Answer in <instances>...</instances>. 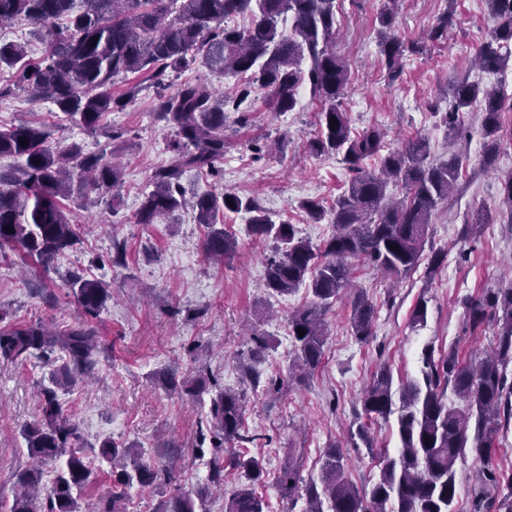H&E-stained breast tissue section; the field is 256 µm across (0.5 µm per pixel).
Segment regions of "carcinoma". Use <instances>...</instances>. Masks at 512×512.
<instances>
[{"mask_svg":"<svg viewBox=\"0 0 512 512\" xmlns=\"http://www.w3.org/2000/svg\"><path fill=\"white\" fill-rule=\"evenodd\" d=\"M496 19L491 39L475 53L478 69L504 70L512 62V0H485ZM376 30L379 53L391 79L399 77L405 53H419L417 43L405 42L398 33L397 14L387 0ZM337 0H0V25L24 18L44 26L59 19L66 27L50 32L46 57L23 63L21 82L30 97L48 100L64 118L87 130L98 128L110 112L127 105L132 96H116L112 86L121 75L145 72L154 80L159 100L156 116L172 125L171 147L177 165L152 175L153 190L145 196L136 223L156 224L158 219L185 206L180 178L189 168L201 174L218 173L227 142V113L238 112L257 90L268 92L275 112L295 109L301 86H309L319 104L320 129L310 142L315 155L336 154L351 173L334 205L325 209L317 200L301 202L314 220L328 219L332 232L314 245L299 236L286 220L278 222L251 198L234 192L206 189L194 196L197 223L207 229L206 254L226 258L236 251L235 239L224 231L226 213L249 214L253 234L270 239L275 255L266 264L264 286L278 296L297 288L308 289L310 300L288 317L293 338V364L303 374L320 363L327 338L325 314L332 302L352 291L350 261L364 259L385 275L398 279L422 260L431 217L439 203L448 200L461 175L463 159L457 153L438 162L429 161V145L416 137L394 149H385L387 134L372 128L351 131L343 109L349 84L347 63L336 54ZM242 17L245 26L230 23ZM448 13L428 29L431 43L448 41ZM24 45L0 42V68L22 63ZM200 61L210 71L241 78L224 96L207 86L185 81L171 94L165 78ZM448 112L443 123L448 136L457 132V115L471 107L481 113L488 156L503 139L502 113L512 110V100L492 86L460 79L449 88ZM337 126L330 127V120ZM26 139L27 145L20 144ZM19 160L9 173H0V250L18 249L44 270L76 243L74 225L60 204L70 199L85 205L96 193L119 198L122 174L107 149L87 154L73 142L65 148L52 145L39 122L30 121L0 130V158ZM376 157L379 169H365ZM401 184L399 200L386 194L389 179ZM505 213L479 211L473 224H512V176L501 184ZM12 231H6V227ZM85 316L96 318L109 298L108 285L97 279L75 277L68 281ZM469 318L478 326L489 321L497 327L491 352L480 359H461L451 348L439 356L423 354V381L409 380L394 396L390 372L382 367L360 398L363 414L389 418L397 415L401 448L398 456L385 457L377 480L368 489L345 477L343 456L332 445L322 458L318 479L304 481L301 464L290 457L280 467L275 484L284 498L303 491L305 512H456L457 461L471 454L477 460L491 456L502 430L512 422V287L489 291L466 301ZM376 307L362 292L353 295L350 328L356 341L373 336ZM305 330L304 335L297 328ZM100 343L97 330L85 326L57 331L42 322L0 328V360L24 362L31 357L59 353L62 363L52 382L68 388L94 367ZM162 383L189 396L205 391L196 377L176 383L163 374ZM462 402L448 406L446 392ZM244 391L224 389L212 397L207 428L214 457L211 481L224 477V444L252 442L244 433ZM22 436L33 465L18 475L20 491L3 512H82L73 491L95 480L87 461L77 424L64 412L54 389H42L39 413ZM98 457L112 467L115 486L137 483L151 486L173 469L155 468L139 452L123 443L103 442ZM63 461L50 491L42 493L38 467ZM231 465L245 469L251 483L237 487L224 503V512H268L269 504L257 491L265 471L254 457H236ZM480 490L471 512H512V471L482 470ZM501 488L495 498L487 489ZM210 487L193 492L175 490L155 512H202ZM121 497L104 495L91 512H122Z\"/></svg>","mask_w":512,"mask_h":512,"instance_id":"obj_1","label":"carcinoma"}]
</instances>
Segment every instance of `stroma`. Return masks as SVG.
<instances>
[{
	"label": "stroma",
	"mask_w": 512,
	"mask_h": 512,
	"mask_svg": "<svg viewBox=\"0 0 512 512\" xmlns=\"http://www.w3.org/2000/svg\"><path fill=\"white\" fill-rule=\"evenodd\" d=\"M386 0H339L336 52L348 64L344 98L352 130H386L387 147L422 136L433 160L461 152L465 158L458 188L441 202L428 229V245L447 254L443 266L427 275L418 266L392 281L363 262H355L353 283L376 305L374 335L357 342L350 334V304L340 298L326 314L327 340L322 361L306 380L290 376L294 353L288 316L307 303L306 288L287 296L264 286L271 240L252 234L245 213H229L224 227L235 238L234 256L217 265L204 252V229L192 210L175 212L157 224H139L135 214L151 176L171 166L172 126L155 117L158 98L147 74H127L114 94L135 90L124 109L108 114L89 131L64 120L48 101L31 103L18 68L0 69V129L38 116L51 142L81 143L86 152L109 146L123 171L120 206L106 201L63 206L78 235L74 248L43 270L20 252L0 258V306L16 322L43 321L59 330L85 317L67 283L96 278L110 287V297L95 321L101 338L89 378L60 393L86 446L114 439L137 448L155 466L174 464V486L188 491L210 482V442L200 428L219 390L243 385L241 367L251 364L260 376L247 391L245 425L255 435L246 456L262 459L267 479L259 494L270 512H304V499H280L273 478L288 449L303 453V478L317 477L325 448L338 444L345 475L357 486L371 485L380 460L397 456L401 446L395 419L371 425L373 448L360 446L348 430L361 411L359 398L380 366L390 368L394 385L421 376L426 348H457L463 357L489 350L495 328L472 327L468 297L512 285V224H475L478 211L502 207L501 181L512 175V141H503L487 160L481 116L461 113L462 135L449 140L439 114L448 108V81L466 77L487 85L501 77L478 71L472 55L495 26L485 0H398L397 21L405 40L420 38L444 10L453 27L447 43L407 56L403 72L390 80L376 45V19ZM244 113H230L229 145L220 162L218 188L249 196L272 216L297 224L302 237L318 244L331 230L300 208L306 199L331 205L349 177L339 157L310 153L318 130L319 106L301 88L294 111L273 112L267 92L252 94ZM425 303L423 321L413 319ZM270 346L251 357L252 334ZM46 359L25 363L0 360V501L11 502L18 473L30 466L24 427L38 414V391L49 385ZM202 374L207 390L198 398L161 385L158 376Z\"/></svg>",
	"instance_id": "35a3bbf8"
}]
</instances>
